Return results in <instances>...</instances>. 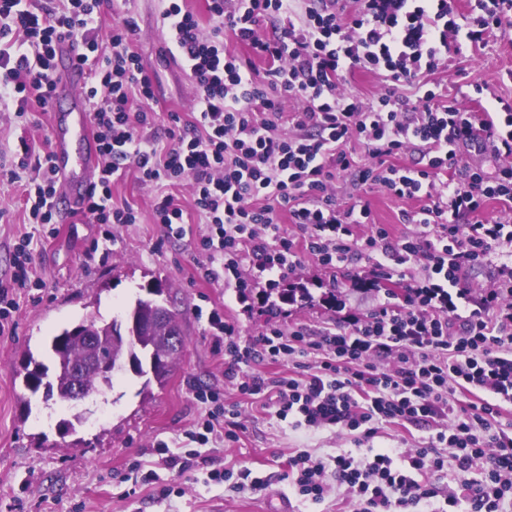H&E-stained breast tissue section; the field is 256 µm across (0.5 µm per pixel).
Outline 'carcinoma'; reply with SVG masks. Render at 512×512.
<instances>
[{
  "instance_id": "carcinoma-1",
  "label": "carcinoma",
  "mask_w": 512,
  "mask_h": 512,
  "mask_svg": "<svg viewBox=\"0 0 512 512\" xmlns=\"http://www.w3.org/2000/svg\"><path fill=\"white\" fill-rule=\"evenodd\" d=\"M180 311L175 305L161 310L158 302L147 294L137 297L134 304L112 321L98 325L82 320L62 328L52 336L48 350L53 366L37 360L30 351L23 357L22 383L31 394L42 393L44 401H73L72 386L75 366L84 365L81 383L85 396L111 385V378L100 373L92 357L103 353L131 365L134 376L144 379L143 389L155 383L164 387L174 371L179 353L184 348L178 322ZM97 336V345L85 343L82 332Z\"/></svg>"
}]
</instances>
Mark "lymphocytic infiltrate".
I'll list each match as a JSON object with an SVG mask.
<instances>
[{"instance_id": "lymphocytic-infiltrate-1", "label": "lymphocytic infiltrate", "mask_w": 512, "mask_h": 512, "mask_svg": "<svg viewBox=\"0 0 512 512\" xmlns=\"http://www.w3.org/2000/svg\"><path fill=\"white\" fill-rule=\"evenodd\" d=\"M211 32L183 0H161L157 23L168 50L191 72L193 116L168 115L156 122L154 74L144 69L131 37L130 13L114 16L108 39L98 24L102 0H0V104L18 115L47 112L54 92L56 43L65 38L86 70L93 135L103 164L98 185L82 217L95 224H133L131 206H115L112 183L127 166L159 191L154 212L165 239L185 234L184 211L169 187L190 181L194 206L207 231L196 243L205 255L200 276L224 283L243 296L256 280L275 287L301 263L317 258L338 271L353 260L371 263L375 281L391 283L383 303L364 318L311 330L268 326L242 343L219 309L207 322L213 345L228 367L224 378L240 395L261 400L279 417L300 414L308 426L337 428L371 441L392 425L424 427L426 441L394 460L381 448L355 459L338 454L333 466L307 454L288 460L299 495L324 499L328 478L348 491L352 512H416L441 501L437 512H506L512 505V422L500 408L512 404V221L484 217L489 200L512 208V165L495 174L464 167L449 170L456 151L478 145L475 129L493 133L495 154L512 156V101L495 112H469L426 87L463 45H484L504 29L512 0H476L470 14L450 0H354V7L328 0H206ZM269 28L259 35V24ZM232 31L252 59L227 52ZM266 64L255 77L253 58ZM364 69L415 98L387 93L363 101L344 92L354 70ZM300 107L293 134L281 133L283 100ZM359 142L373 157L357 166L347 146ZM417 151L414 168L391 164L404 149ZM17 166L30 171L26 204L30 223L42 234L57 232L54 200L60 182L51 154L21 142ZM354 172L363 191L419 201L402 214L413 230L393 238L373 223L367 201L341 206L332 184ZM286 207L299 236L288 235L276 214ZM366 235H358L361 225ZM32 236L19 240L13 273L0 282V335H5L21 294L31 292ZM497 258L503 289L490 290L478 308L460 315L470 291L465 267ZM252 267L244 275L243 267ZM404 285L396 296L394 285ZM292 364L294 375L267 378L244 374L246 362ZM205 413L184 430L179 451L153 443L160 464L187 473L206 466L200 452L210 436L238 441L247 427L238 405L226 403L218 387L193 388ZM461 471L479 467L478 477L458 488L428 481L448 463Z\"/></svg>"}]
</instances>
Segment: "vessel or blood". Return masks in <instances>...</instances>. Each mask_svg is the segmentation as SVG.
<instances>
[{
  "label": "vessel or blood",
  "mask_w": 512,
  "mask_h": 512,
  "mask_svg": "<svg viewBox=\"0 0 512 512\" xmlns=\"http://www.w3.org/2000/svg\"><path fill=\"white\" fill-rule=\"evenodd\" d=\"M86 78L69 41L57 47L51 160L61 185L56 207L61 218L81 208L98 182L99 153L86 110Z\"/></svg>",
  "instance_id": "obj_1"
}]
</instances>
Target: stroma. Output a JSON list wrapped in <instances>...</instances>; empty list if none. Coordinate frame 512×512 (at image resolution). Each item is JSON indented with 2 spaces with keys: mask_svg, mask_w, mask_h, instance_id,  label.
<instances>
[{
  "mask_svg": "<svg viewBox=\"0 0 512 512\" xmlns=\"http://www.w3.org/2000/svg\"><path fill=\"white\" fill-rule=\"evenodd\" d=\"M125 8L138 23L134 48L144 68L158 75L159 122H166L171 112L190 119V75L179 64L160 60L164 35L157 26L158 0H127ZM428 81L457 107L472 112L481 111L487 97L473 92L476 82L487 84L488 95L512 99V40L490 36L485 46L449 59ZM51 121L48 113L21 118L16 112L0 111V169L16 164L20 141L40 150L49 148ZM172 193L189 214L180 240L162 241L153 217L155 192L140 183L132 167L113 184L112 201L134 207L137 223L113 225L108 242L102 239L100 225L88 222L63 224L56 237H39L32 253L33 275L43 282L39 300L21 297L12 335L0 337V512H74L78 504L83 512H210L216 501L223 503V512H278L282 507L288 512H341L344 487L330 485L319 503L296 492L286 478L289 456L307 453L328 463L341 452L365 457L372 448H391L400 456L426 437L423 429L390 427L370 446H360L353 435L300 425L291 416L279 419L274 410L262 409L259 401L242 397L225 384L224 357L213 351L204 311L223 310L247 342L265 329L268 307L258 299L243 306L223 283L201 278L195 242L205 227L194 210L192 188L185 182ZM367 200L376 223L397 235L409 232L401 213L414 210L413 202L380 188ZM36 232V225L27 221L24 180L0 177V280L11 275L15 243ZM152 285L176 299L183 312L185 348L166 387L154 386L145 393L140 380L118 375L110 387L72 404L47 403L24 389L18 370L25 352L47 360L48 336L81 319L111 321L120 307ZM280 285L306 287L313 297L309 303L283 306L279 320L286 328L329 326L365 316L377 305L373 291L354 287L351 277L333 278L308 255ZM336 287L346 298L341 309L324 301ZM193 383L223 387L225 400L239 403L248 425L239 441L203 449L210 459L208 469L228 472L229 480L215 485L208 481V469L189 479L161 468L153 485L113 482V474L127 476L133 462L149 465L153 442L175 441L202 415L189 391ZM63 420L75 421V433L59 434ZM256 480L264 482L262 491L253 490ZM165 485L172 493L159 497L158 490ZM126 487L132 494L124 499L120 493Z\"/></svg>",
  "mask_w": 512,
  "mask_h": 512,
  "instance_id": "stroma-1",
  "label": "stroma"
}]
</instances>
